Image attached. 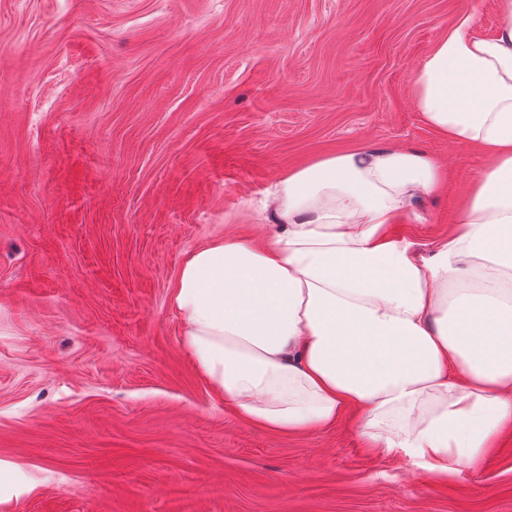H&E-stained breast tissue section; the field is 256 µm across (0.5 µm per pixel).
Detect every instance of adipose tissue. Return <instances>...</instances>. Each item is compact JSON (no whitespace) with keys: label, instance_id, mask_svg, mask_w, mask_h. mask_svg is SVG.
<instances>
[{"label":"adipose tissue","instance_id":"adipose-tissue-1","mask_svg":"<svg viewBox=\"0 0 512 512\" xmlns=\"http://www.w3.org/2000/svg\"><path fill=\"white\" fill-rule=\"evenodd\" d=\"M494 38L449 28L417 69L415 108L486 163L447 237L392 224L438 185L431 156L360 149L267 189L263 240L187 253L182 342L238 416L275 434L358 419L364 447L430 476L476 472L512 428V0Z\"/></svg>","mask_w":512,"mask_h":512}]
</instances>
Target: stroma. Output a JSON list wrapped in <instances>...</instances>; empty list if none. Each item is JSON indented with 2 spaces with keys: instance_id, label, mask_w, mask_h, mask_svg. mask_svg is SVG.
<instances>
[{
  "instance_id": "1",
  "label": "stroma",
  "mask_w": 512,
  "mask_h": 512,
  "mask_svg": "<svg viewBox=\"0 0 512 512\" xmlns=\"http://www.w3.org/2000/svg\"><path fill=\"white\" fill-rule=\"evenodd\" d=\"M498 0H0V512H512V429L434 478L357 420L243 422L182 345L185 255L264 237L261 193L336 153L442 170L393 231L447 235L484 164L431 129L415 70ZM0 501L18 497L28 490L26 468L22 462L0 461Z\"/></svg>"
}]
</instances>
